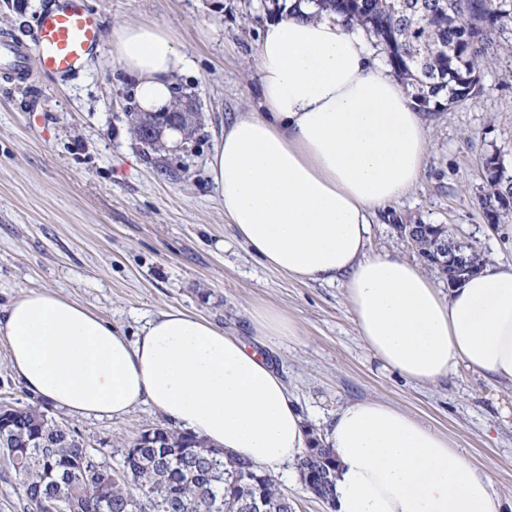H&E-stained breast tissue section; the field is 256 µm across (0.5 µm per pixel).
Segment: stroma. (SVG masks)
I'll return each instance as SVG.
<instances>
[{"instance_id":"obj_1","label":"stroma","mask_w":512,"mask_h":512,"mask_svg":"<svg viewBox=\"0 0 512 512\" xmlns=\"http://www.w3.org/2000/svg\"><path fill=\"white\" fill-rule=\"evenodd\" d=\"M42 0H0V37L27 34ZM103 40L78 74L0 78V306L48 290L97 312L128 336L174 305L248 337L254 306L280 309L301 334L269 355L313 431L344 405L380 399L444 433L488 470L512 507V388L458 368L420 385L381 368L358 335L337 284H302L266 266L235 236L207 167L225 123L261 111L256 49L274 0H87ZM158 24L191 66L176 87L196 104L186 148L151 151L130 131L134 80L113 59L112 28ZM482 92L427 113L430 150L418 181L379 216L374 255L420 256L402 224H444L483 260H512V213L491 226L479 206L484 158L512 173V56L482 72ZM37 111H24L30 97ZM0 404L30 405L118 463L142 429L164 424L147 405L119 419L76 420L13 377L0 343Z\"/></svg>"}]
</instances>
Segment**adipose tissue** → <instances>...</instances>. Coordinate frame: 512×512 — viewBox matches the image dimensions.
<instances>
[{"label":"adipose tissue","instance_id":"1","mask_svg":"<svg viewBox=\"0 0 512 512\" xmlns=\"http://www.w3.org/2000/svg\"><path fill=\"white\" fill-rule=\"evenodd\" d=\"M296 3L260 35L261 111L230 121L208 162L225 217L266 266L342 284L383 368L432 385L463 366L512 387V262L483 263L444 291L418 264L370 254L380 211L422 170L424 115L362 29L307 17ZM112 57L149 113L168 110L172 79L191 64L157 24L114 28ZM249 323L251 344L170 305L132 339L84 305L32 289L0 308V342L22 386L72 418L148 404L227 455L275 470L296 462L310 430L265 349L300 329L263 305ZM320 439L336 457L334 512H499L490 476L394 405H346Z\"/></svg>","mask_w":512,"mask_h":512}]
</instances>
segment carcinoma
Here are the masks:
<instances>
[{
  "label": "carcinoma",
  "instance_id": "cac0c4a2",
  "mask_svg": "<svg viewBox=\"0 0 512 512\" xmlns=\"http://www.w3.org/2000/svg\"><path fill=\"white\" fill-rule=\"evenodd\" d=\"M424 5L417 15L404 5ZM315 14H336L373 37L393 75L411 83L418 105L452 106L480 93L481 62L509 48L501 42L512 23V0H307ZM490 193L479 198L489 216L512 209V175L500 156L485 158ZM441 224H428L417 240L430 263ZM12 428L0 433L11 445L10 467L23 494L24 512H293V501L267 471L248 462L208 457L211 447L185 431L148 426L161 444L141 448L138 437L121 452L114 468L71 430L46 421L32 406L9 408ZM332 449L317 442L296 463L300 474H323L317 494L334 500ZM112 483L101 485L102 470Z\"/></svg>",
  "mask_w": 512,
  "mask_h": 512
}]
</instances>
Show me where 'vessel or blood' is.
Wrapping results in <instances>:
<instances>
[{"mask_svg": "<svg viewBox=\"0 0 512 512\" xmlns=\"http://www.w3.org/2000/svg\"><path fill=\"white\" fill-rule=\"evenodd\" d=\"M101 43L100 20L87 0H46L29 38H0V76L23 82L33 67L52 77L75 74Z\"/></svg>", "mask_w": 512, "mask_h": 512, "instance_id": "obj_1", "label": "vessel or blood"}]
</instances>
